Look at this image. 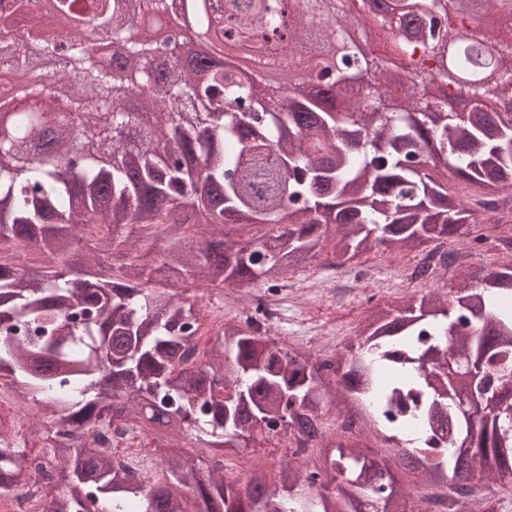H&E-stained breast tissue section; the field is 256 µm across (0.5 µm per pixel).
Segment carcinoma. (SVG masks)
<instances>
[{
    "instance_id": "carcinoma-1",
    "label": "carcinoma",
    "mask_w": 512,
    "mask_h": 512,
    "mask_svg": "<svg viewBox=\"0 0 512 512\" xmlns=\"http://www.w3.org/2000/svg\"><path fill=\"white\" fill-rule=\"evenodd\" d=\"M284 2L224 0L218 17L258 80L278 76L270 105L225 67L222 44L203 67L190 52L167 71L154 42L124 39L131 16L161 15L170 0H57L81 26L50 76L68 108L21 87L14 126L0 131V242L27 243L48 263L39 277L0 263V373L32 411L22 434L0 426V489L32 478L25 448L48 441L57 482L39 492L44 512H411L392 456L417 483L512 491L511 257L449 301L431 292L375 311L349 358L288 349L258 317L200 334L191 286L274 290L326 242L341 265L423 246V276L429 259L453 262L448 241L475 250L501 225L495 214H512V29L491 45L505 61L493 82L419 94L446 68L448 42L484 43L472 20L512 13V0L452 15L447 0H370L363 19L349 0H291L288 13ZM26 10L0 0V27ZM29 23L48 33L57 15ZM102 23L110 74L83 47ZM285 25L288 50L313 49L309 70L336 54L331 79L253 54ZM352 27L392 37L405 62L398 103L385 98V60H365ZM53 43L14 50L15 67L54 55ZM450 97L470 98L472 111H448ZM75 124L92 145L73 160ZM445 171L477 195L456 201ZM230 225L261 232L235 241ZM320 385L336 412L363 418V438L381 433L388 447L326 438ZM113 426L142 435L164 474L94 447ZM283 431L297 443L286 456L317 447L304 473L282 465L281 489L264 462L243 486L186 447L255 453Z\"/></svg>"
}]
</instances>
